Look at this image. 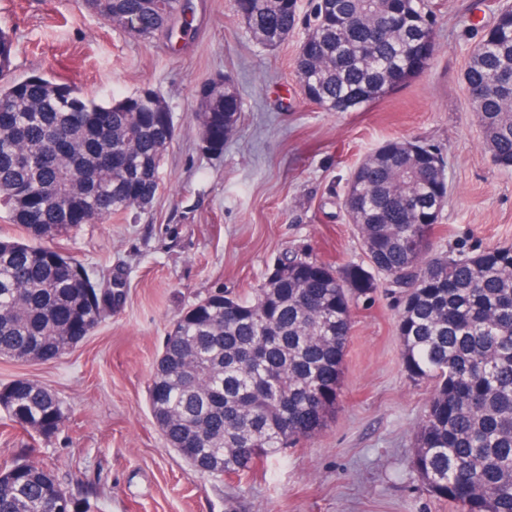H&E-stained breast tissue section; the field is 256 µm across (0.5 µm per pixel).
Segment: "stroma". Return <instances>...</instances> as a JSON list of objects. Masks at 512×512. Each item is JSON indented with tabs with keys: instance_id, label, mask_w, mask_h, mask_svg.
<instances>
[{
	"instance_id": "stroma-1",
	"label": "stroma",
	"mask_w": 512,
	"mask_h": 512,
	"mask_svg": "<svg viewBox=\"0 0 512 512\" xmlns=\"http://www.w3.org/2000/svg\"><path fill=\"white\" fill-rule=\"evenodd\" d=\"M189 2L193 28L170 40L129 36L82 0H0V28L15 37L12 79L47 73L99 101L149 87L176 126L151 205L49 242L88 270L119 274L123 307L61 359H0V385L29 377L64 403L65 426L41 439L40 464L102 512H457L412 465L433 385L402 366L399 290L384 274L373 275L372 300L353 308L335 418L257 474H198L167 448L147 390L173 320L207 290L243 292L288 251L338 269L365 264L344 195L358 164L387 140L420 141L445 161L434 253L512 245V170L493 164L462 83L478 30L512 0H433L429 67L355 112L304 98L294 70L304 29L266 48L234 0ZM225 75L242 112L213 155L202 148L199 89Z\"/></svg>"
}]
</instances>
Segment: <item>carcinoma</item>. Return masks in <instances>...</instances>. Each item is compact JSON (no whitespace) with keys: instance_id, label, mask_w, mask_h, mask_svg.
Masks as SVG:
<instances>
[{"instance_id":"cac0c4a2","label":"carcinoma","mask_w":512,"mask_h":512,"mask_svg":"<svg viewBox=\"0 0 512 512\" xmlns=\"http://www.w3.org/2000/svg\"><path fill=\"white\" fill-rule=\"evenodd\" d=\"M109 25L139 38L175 34L182 0H83ZM252 39L276 46L299 26L298 0H235ZM430 0H314L295 72L309 100L354 112L401 84L424 40L435 41ZM512 17L497 10L463 75L497 166L512 168ZM13 34L0 30V208L25 233L0 239V357L47 362L95 330L126 297L117 275L98 277L43 244L81 224L152 202L175 137L152 89L107 103L44 74L10 78ZM204 147L224 150L242 101L235 85L200 91ZM435 152L389 140L351 177L344 206L369 266L400 289L397 330L410 379L434 391L418 423L412 464L427 489L459 512H512V246L431 253L448 186ZM243 298L200 297L173 322L154 364L148 402L168 447L203 476H241L310 440L336 414L352 302L373 293L359 264L341 271L285 255ZM0 409L30 436L65 422L59 397L21 377L0 388ZM40 449L0 467V512H100L73 498L36 461Z\"/></svg>"}]
</instances>
